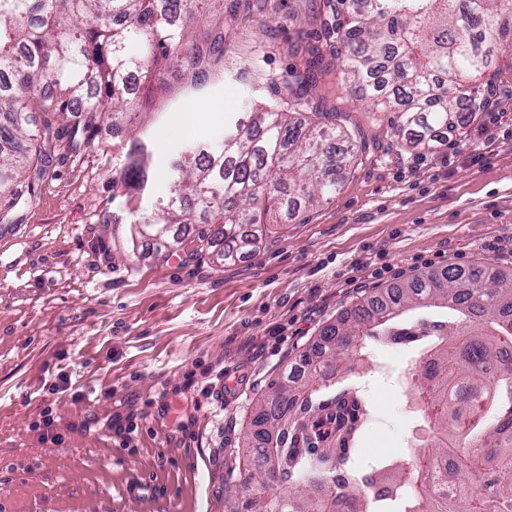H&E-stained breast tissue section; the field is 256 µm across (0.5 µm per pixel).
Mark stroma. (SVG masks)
Returning a JSON list of instances; mask_svg holds the SVG:
<instances>
[{"label":"stroma","instance_id":"stroma-1","mask_svg":"<svg viewBox=\"0 0 512 512\" xmlns=\"http://www.w3.org/2000/svg\"><path fill=\"white\" fill-rule=\"evenodd\" d=\"M326 17L323 0H250L224 47L259 53L284 97L298 49H336ZM500 62L485 102L497 121L469 120L418 151L383 116L364 128L365 150L335 194L229 262L195 256L189 241L154 258L131 229L137 210L169 194L171 160L220 142L225 113L246 111L245 79L212 84L200 101L220 112L198 113L188 134L183 99L163 105L148 124L142 198L112 182L129 127L44 158L35 203L0 224V512H225L255 398L312 352L322 327L422 272L512 270V50ZM312 97L355 118L369 105L332 73ZM416 352L365 340L372 369L398 378ZM369 398L357 457L398 454L418 429L404 396L374 379Z\"/></svg>","mask_w":512,"mask_h":512}]
</instances>
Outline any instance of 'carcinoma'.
Listing matches in <instances>:
<instances>
[{
	"instance_id": "cac0c4a2",
	"label": "carcinoma",
	"mask_w": 512,
	"mask_h": 512,
	"mask_svg": "<svg viewBox=\"0 0 512 512\" xmlns=\"http://www.w3.org/2000/svg\"><path fill=\"white\" fill-rule=\"evenodd\" d=\"M336 15L338 63L308 47L290 71L291 97L261 93L268 77L254 54L224 53V0H0V194L10 208L35 201L41 158L61 147L81 154L130 115L156 112L179 79L198 92L228 75L253 74L249 111L229 116L223 150L199 141L172 161L170 195L137 216L136 233L157 224L158 251L189 224H212L195 239L203 258L224 244V260L262 236L242 225L283 224L337 191L361 143L343 112H315L317 74L339 70L359 84L369 122L391 112L395 128L428 149L480 111L474 93L497 73L496 50L512 44V0H326ZM219 23L195 39L189 20ZM136 42L135 57L127 46ZM151 170L140 138L112 181L129 196ZM435 311L437 340L412 329L410 313ZM366 336L420 342L405 377L411 412L428 436L405 455L359 463L354 453L371 417L359 363ZM512 272L450 266L375 292L325 327L296 376L256 400L239 459L245 512H512ZM388 481L384 492H373Z\"/></svg>"
}]
</instances>
